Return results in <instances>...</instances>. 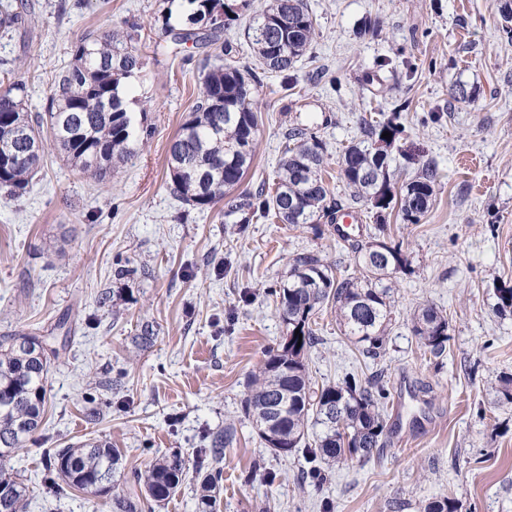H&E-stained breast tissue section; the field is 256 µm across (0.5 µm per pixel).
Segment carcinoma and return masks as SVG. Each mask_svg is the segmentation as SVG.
I'll return each instance as SVG.
<instances>
[{"mask_svg":"<svg viewBox=\"0 0 512 512\" xmlns=\"http://www.w3.org/2000/svg\"><path fill=\"white\" fill-rule=\"evenodd\" d=\"M176 3L162 15L163 34L175 46L192 43L202 49L198 76L199 97L167 150L171 192L187 205L205 211L223 202L224 217L241 216L240 224L274 215L281 223L334 224L341 205L331 198L323 177L326 147L309 127H293L288 147L280 159L273 191L261 186L257 193L233 196L254 161V143L262 119L256 94L262 80L253 68L229 57L230 48L219 45L226 21L235 13L228 0H169ZM25 5L14 9L0 5V32L17 30L26 22ZM317 36L316 20L307 0H271L251 18L247 37L259 68L288 77L310 50ZM139 27L126 32L86 31L73 46V62L51 84L44 111L27 109L28 86L13 60L0 59V142L12 141L17 160L0 159V191L21 198L43 155L24 158L35 140L61 155L81 174L103 181L116 164L144 147L151 128L136 129L127 107V83L143 68ZM400 113L385 121L364 120L363 138L346 146L339 158L340 175L352 189V198L376 210L385 219L397 210L408 224L419 223L433 206L437 173L424 164L415 178L399 186L390 170L389 148L402 133ZM391 137H382L383 132ZM100 154L102 161L93 162ZM360 275H338L319 254L302 252L289 262L288 278L271 295L286 328L288 340L267 352L250 376L242 410L263 445L272 454L287 457L300 450L310 462L367 461L381 447L387 422L381 409L388 392L378 382L348 376L338 383L313 382L306 353L319 342L316 314L326 306L336 310L345 336L362 352L380 355L393 313L391 288L383 284L396 272L382 263L372 243L356 248ZM496 310L512 313V287L495 290ZM68 318L61 317L50 338L34 332L0 339V512H26L29 485L15 471V453L41 427L46 404L50 365L62 357L71 340ZM412 332L421 346L436 358L448 343V318L431 304L417 310ZM42 338L43 356L36 357L18 345L21 338ZM321 429L309 436V424ZM198 449L196 475L202 512H216L222 480L224 449L236 441L231 425L203 438ZM46 481L57 495L84 492L98 512H139L141 501L155 504L176 495L186 476L181 455L157 457L136 473L126 492L120 469V452L107 441H87L67 448L44 451ZM420 512H461L453 495L420 507Z\"/></svg>","mask_w":512,"mask_h":512,"instance_id":"1","label":"carcinoma"}]
</instances>
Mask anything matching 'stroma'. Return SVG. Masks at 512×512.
I'll return each mask as SVG.
<instances>
[{"instance_id": "stroma-1", "label": "stroma", "mask_w": 512, "mask_h": 512, "mask_svg": "<svg viewBox=\"0 0 512 512\" xmlns=\"http://www.w3.org/2000/svg\"><path fill=\"white\" fill-rule=\"evenodd\" d=\"M29 2L24 29L0 38V59L23 64L30 112L42 111L85 31L137 25L144 67L128 108L145 115L152 137L112 180L87 178L51 150L25 196L0 194V336L49 327L63 314L74 328L65 358L50 366L43 423L14 460L31 488L27 512H93L85 494L58 498L45 486L43 449L110 441L129 478L156 456L191 458L203 434L228 424L237 440L224 453L217 512H327V503L328 512H394L397 503L417 512L449 494L462 512H512V404L498 393L500 376H512V315L496 311L494 296L496 287H512V35L502 28L504 0H307L318 36L295 69L304 96L289 95L279 77L265 79L257 95L263 125L243 188L273 177L286 131L299 123L325 142L329 187L351 204L341 152L362 138L364 118L394 112L404 127L392 152L398 182L424 163L437 170L435 201L420 223L393 212L380 223L368 206L351 204L362 218L351 243L331 224L241 228L170 193L168 143L197 100L201 57L189 44L168 48L157 22L165 0ZM266 2L251 0L224 30L240 64L255 63L244 29ZM369 19L377 36H359ZM377 69L384 84L364 86ZM459 83L475 88V103L454 100ZM407 149L417 161L404 158ZM376 239L409 260L385 280L394 315L384 351L358 352L326 308L307 364L319 382L380 380L389 392L387 434L369 461L331 466L329 481L318 484L303 479L302 455L264 448L241 410L251 373L286 334L266 292L287 279L300 252L359 273L352 245ZM125 263L134 275L116 279ZM425 304L448 315L438 364L411 330ZM147 322L156 334L141 345L136 336ZM93 408L101 414L94 425L86 421ZM258 458L273 484L244 482Z\"/></svg>"}]
</instances>
